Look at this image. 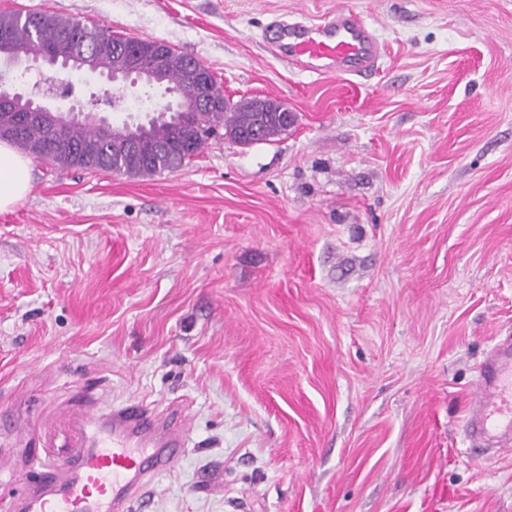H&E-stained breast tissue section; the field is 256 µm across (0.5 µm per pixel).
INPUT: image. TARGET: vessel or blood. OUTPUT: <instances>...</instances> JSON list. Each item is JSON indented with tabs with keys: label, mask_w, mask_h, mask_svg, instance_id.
I'll list each match as a JSON object with an SVG mask.
<instances>
[{
	"label": "vessel or blood",
	"mask_w": 512,
	"mask_h": 512,
	"mask_svg": "<svg viewBox=\"0 0 512 512\" xmlns=\"http://www.w3.org/2000/svg\"><path fill=\"white\" fill-rule=\"evenodd\" d=\"M288 54L339 76L374 68L379 59L375 38L347 8L322 25L293 32ZM466 424L470 436L512 441V342L496 345L484 359ZM70 445L75 453L67 463L40 462V484L23 497L22 512H131L144 489L142 476L172 470L185 435H163L153 413L137 402L107 416L85 409Z\"/></svg>",
	"instance_id": "b4317fda"
}]
</instances>
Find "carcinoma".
Masks as SVG:
<instances>
[{"label": "carcinoma", "mask_w": 512, "mask_h": 512, "mask_svg": "<svg viewBox=\"0 0 512 512\" xmlns=\"http://www.w3.org/2000/svg\"><path fill=\"white\" fill-rule=\"evenodd\" d=\"M77 45L84 46L104 69L112 68V62L131 50L140 51L147 64L156 47L148 39L114 36L54 14L0 12V55L17 48L55 53ZM164 49L168 53L165 83L176 90L187 111L152 118L141 129L109 133L78 115L61 123L53 134L43 123L32 120L23 123L16 134L0 129V140L60 169L151 176L181 168L212 138L225 135L247 145L258 136L268 142L290 125L283 112L256 111L252 99L233 104L229 112L219 106L210 110L200 107L208 99L223 101V88L207 75L208 68L199 60L169 45Z\"/></svg>", "instance_id": "cac0c4a2"}]
</instances>
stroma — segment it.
<instances>
[{
	"instance_id": "obj_1",
	"label": "stroma",
	"mask_w": 512,
	"mask_h": 512,
	"mask_svg": "<svg viewBox=\"0 0 512 512\" xmlns=\"http://www.w3.org/2000/svg\"><path fill=\"white\" fill-rule=\"evenodd\" d=\"M349 8L364 76L276 55ZM210 67L296 116L145 177L33 164L0 212V512L89 399L185 416L134 512H512L465 430L512 340V0H0Z\"/></svg>"
}]
</instances>
